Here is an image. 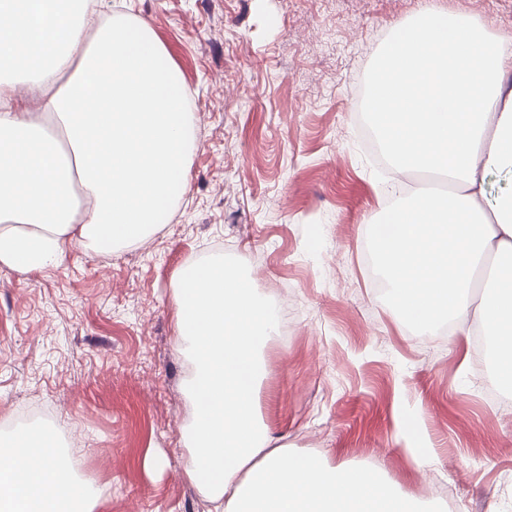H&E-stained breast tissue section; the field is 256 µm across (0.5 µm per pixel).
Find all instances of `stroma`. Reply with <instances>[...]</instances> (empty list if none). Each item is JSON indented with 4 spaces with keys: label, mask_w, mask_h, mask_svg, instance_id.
<instances>
[{
    "label": "stroma",
    "mask_w": 512,
    "mask_h": 512,
    "mask_svg": "<svg viewBox=\"0 0 512 512\" xmlns=\"http://www.w3.org/2000/svg\"><path fill=\"white\" fill-rule=\"evenodd\" d=\"M146 24L180 72L185 192L144 241L72 245L0 272V420L63 426L94 512H207L182 429L193 366L174 288L190 262L244 269L288 321L262 351L259 413L279 443L364 464L430 512H512V399L496 364L447 325L424 333L378 294L371 226L395 177L360 133L394 26L421 11L512 38V0H103ZM427 449L421 465L412 451ZM163 455L149 475L146 452Z\"/></svg>",
    "instance_id": "35a3bbf8"
}]
</instances>
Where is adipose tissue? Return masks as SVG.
Wrapping results in <instances>:
<instances>
[{
	"label": "adipose tissue",
	"mask_w": 512,
	"mask_h": 512,
	"mask_svg": "<svg viewBox=\"0 0 512 512\" xmlns=\"http://www.w3.org/2000/svg\"><path fill=\"white\" fill-rule=\"evenodd\" d=\"M60 2L0 0V44L42 93L39 111L24 110L0 78V271L44 269L76 242H141L184 187L186 91L161 65L163 47L145 26L101 20L93 0ZM381 60L365 107L404 199L371 227L375 269L418 329L446 321L466 335L479 324L511 392L512 193L487 186L512 175V48L426 12L392 29ZM419 170L456 191L410 186ZM175 298L177 349L193 364L186 475L206 500L224 512H419L378 472L290 453L271 435L258 389L277 310L248 276L221 259L195 263ZM99 496L59 464L52 429L0 437V512H93Z\"/></svg>",
	"instance_id": "1"
}]
</instances>
